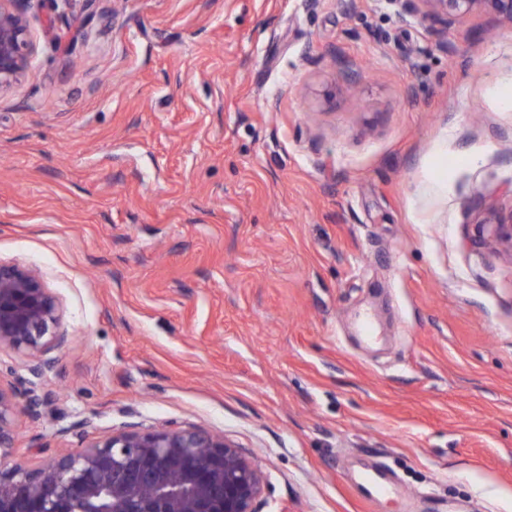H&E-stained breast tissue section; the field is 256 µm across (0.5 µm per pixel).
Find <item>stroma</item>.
<instances>
[{"mask_svg":"<svg viewBox=\"0 0 512 512\" xmlns=\"http://www.w3.org/2000/svg\"><path fill=\"white\" fill-rule=\"evenodd\" d=\"M25 14L0 259L71 343L16 456L81 450L91 416L200 427L256 456L259 512H512V29L390 0Z\"/></svg>","mask_w":512,"mask_h":512,"instance_id":"stroma-1","label":"stroma"}]
</instances>
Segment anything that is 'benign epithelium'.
Listing matches in <instances>:
<instances>
[{"instance_id": "7a95c632", "label": "benign epithelium", "mask_w": 512, "mask_h": 512, "mask_svg": "<svg viewBox=\"0 0 512 512\" xmlns=\"http://www.w3.org/2000/svg\"><path fill=\"white\" fill-rule=\"evenodd\" d=\"M24 0H0V92L29 64ZM439 22L477 10L512 25V0H399ZM512 250V214L494 224ZM63 304L34 267L0 260V348L23 358L17 385L0 386V512H258L264 476L222 435L199 427L139 429L92 439L40 467L13 459L17 421L54 405L45 378L69 343Z\"/></svg>"}]
</instances>
